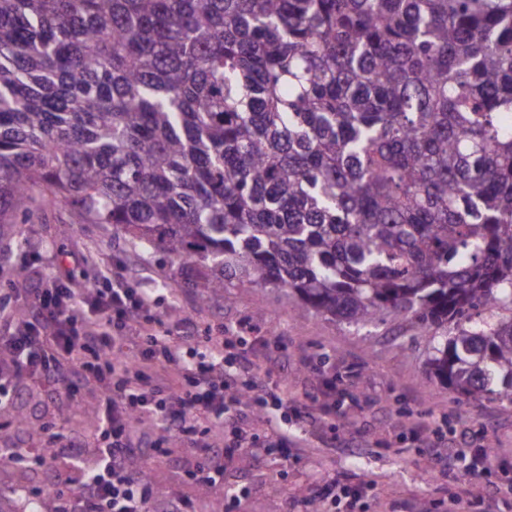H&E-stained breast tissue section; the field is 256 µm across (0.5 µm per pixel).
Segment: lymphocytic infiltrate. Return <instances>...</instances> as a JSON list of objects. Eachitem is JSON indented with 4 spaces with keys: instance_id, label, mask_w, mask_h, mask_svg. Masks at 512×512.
Here are the masks:
<instances>
[{
    "instance_id": "lymphocytic-infiltrate-1",
    "label": "lymphocytic infiltrate",
    "mask_w": 512,
    "mask_h": 512,
    "mask_svg": "<svg viewBox=\"0 0 512 512\" xmlns=\"http://www.w3.org/2000/svg\"><path fill=\"white\" fill-rule=\"evenodd\" d=\"M155 289L113 275L105 286L72 291L63 285L35 289L25 317L0 332V405L14 403L25 383L40 382L76 392L85 376L101 392L99 428L103 443L87 459L81 443L61 441L54 423L43 430L51 449L4 448L0 460L15 463L34 457L47 470H63L68 483L59 491L48 480L45 496L59 500L60 512H156L163 493L137 463L140 428L161 433L154 449L175 440L193 449L192 473L201 485L215 484L225 458L242 454L288 457L303 447L299 432L285 426L288 396L273 382V357L241 350L235 361L224 351L230 337L200 335L183 317L181 335H170L155 314ZM139 342L126 348L127 331ZM174 367L178 379L157 382L153 371ZM213 427L230 424L223 446L201 443L198 421ZM487 449L452 448L444 460L460 487L449 512H460L471 485L482 479Z\"/></svg>"
}]
</instances>
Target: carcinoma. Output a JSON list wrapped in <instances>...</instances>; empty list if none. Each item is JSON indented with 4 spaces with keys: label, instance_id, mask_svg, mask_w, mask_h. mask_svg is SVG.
I'll list each match as a JSON object with an SVG mask.
<instances>
[{
    "label": "carcinoma",
    "instance_id": "carcinoma-1",
    "mask_svg": "<svg viewBox=\"0 0 512 512\" xmlns=\"http://www.w3.org/2000/svg\"><path fill=\"white\" fill-rule=\"evenodd\" d=\"M51 208L189 262L202 300L512 304V0H0V227ZM429 365L512 402V319Z\"/></svg>",
    "mask_w": 512,
    "mask_h": 512
}]
</instances>
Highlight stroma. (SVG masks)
Returning <instances> with one entry per match:
<instances>
[{
    "label": "stroma",
    "mask_w": 512,
    "mask_h": 512,
    "mask_svg": "<svg viewBox=\"0 0 512 512\" xmlns=\"http://www.w3.org/2000/svg\"><path fill=\"white\" fill-rule=\"evenodd\" d=\"M0 256L24 267L26 287L46 288L54 280L80 290L90 287L100 271L148 281L162 298L158 314L166 323L192 317L200 329L218 332L241 322L255 326L274 353L281 339L286 357L278 376L298 411L310 412L303 424L305 446L280 464L267 456L239 455L224 462V475L212 487L197 483L181 466L183 449L169 446L161 454L150 448L153 430L141 438L142 463L167 501L173 498L223 500L224 512H315L311 488L330 480L354 485L374 478L376 485L353 506L337 504L332 512H448L457 491L455 479L441 461L427 459L410 421L420 413L439 418V452H447L454 436L466 435L474 448L489 451L488 479L472 487L471 512H512V402L491 393L469 403L429 372V360L458 329H490L512 319V304L473 311L461 324L426 330L407 314H384L363 323L321 316H299L292 299L275 288L233 283L209 301H200L191 282L193 267L164 253L135 245L108 224H78L64 211L41 214L22 229L0 232ZM335 413L320 412L323 402ZM28 427L0 434V445L41 448L36 427L44 409L55 410V423L65 438L83 439L95 447L99 433V388L81 384L76 396L49 386H23L15 402Z\"/></svg>",
    "instance_id": "stroma-1"
}]
</instances>
